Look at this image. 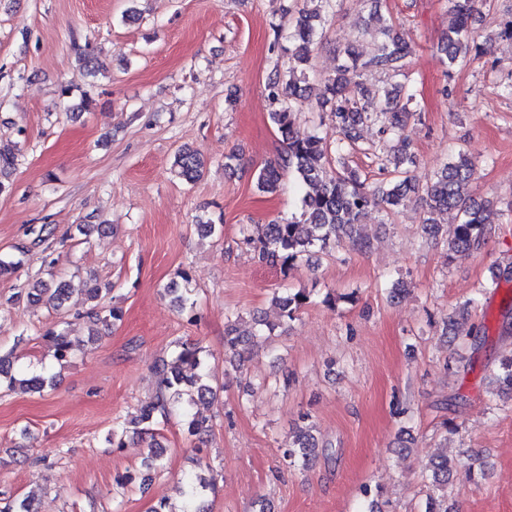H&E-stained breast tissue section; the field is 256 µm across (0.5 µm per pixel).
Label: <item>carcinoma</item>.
Listing matches in <instances>:
<instances>
[{"instance_id": "1", "label": "carcinoma", "mask_w": 512, "mask_h": 512, "mask_svg": "<svg viewBox=\"0 0 512 512\" xmlns=\"http://www.w3.org/2000/svg\"><path fill=\"white\" fill-rule=\"evenodd\" d=\"M287 2L282 23L274 29V44H279L282 32L286 30L288 46L280 47L281 55L275 59L266 83L270 103L268 117L280 136L283 150L276 159L259 169L256 187L263 193L275 194L282 187L283 177L290 174L298 187L307 186L309 190L300 196L299 212L291 217L254 228H242L243 240L252 248L254 258L260 263H279L286 273L311 251H326L342 237L351 239L359 250L366 251L371 248V242L358 234V225L367 212L376 209L389 216L413 197L425 202L423 223L435 233L439 232V226L434 215L452 210L460 213L449 251L465 253L478 247L489 220L487 207L472 204L463 193L474 171L471 158L458 153L434 171L423 185L409 175L415 155L406 126L417 111L413 109L415 95L405 90L410 79L401 65L410 49L392 35L393 26L386 23L381 12L374 11L371 20L382 25L385 40L366 54L359 52L353 44L347 45L335 73L311 83L308 71L316 37L336 11L340 0ZM479 2L448 0L451 27L438 43L437 51L450 69L474 60L482 53L472 31V19L479 12ZM284 55L288 56L286 64L282 62ZM349 72L360 76L382 72L389 82L375 91L359 83L352 91L348 89L346 78ZM311 97L320 109L330 113L336 127V141L328 142L316 131L302 133L298 130L302 103ZM365 123L378 126L379 134L388 143V149L375 158L379 169H389L394 174V179L389 182L370 186L348 163L347 151L359 142V128ZM22 157L19 149L0 147V171L16 168ZM205 166V161L188 149L180 150L175 158L177 175L189 184L202 176ZM179 278L181 283L167 286L164 294L179 313L189 315L194 308L189 288L190 274L183 269ZM82 291L93 302L100 289L74 275L59 281L53 288L38 278L29 283L27 297L44 301L50 309L60 312L72 293ZM274 300L280 316L293 321L302 308L313 302V297L303 289L278 288L274 291ZM76 316L95 326H109L121 320L122 311L114 306H94ZM240 320L238 315H228L224 326V353L237 371L242 370L246 354L275 335L279 327V323L257 316L255 328L243 332L239 328ZM47 335L51 338L56 362H68L74 348L66 331L51 330ZM152 375L156 386L155 400L140 407L136 413L115 421L107 438L112 447H126V438L148 434L159 420L172 415L181 417L191 436H200L211 428L210 420L193 408L201 401L216 398L224 385L219 382L217 369L205 357L201 347L174 340L171 360L156 361ZM0 378L6 382L7 390L14 392H41L53 382L50 370L45 367L38 372L16 367L10 352L0 354ZM493 378L500 389L512 394V355L498 359ZM307 420L308 415H301V424L295 427L283 448L282 459L290 469H305L318 456L319 443L310 427L305 425ZM454 471L446 454L431 462L426 474L424 512H448V493L456 488ZM216 481L214 473L208 479L195 473L186 475L182 512H203L199 500L206 490L216 486ZM0 512L33 510L26 500H14L0 494Z\"/></svg>"}]
</instances>
